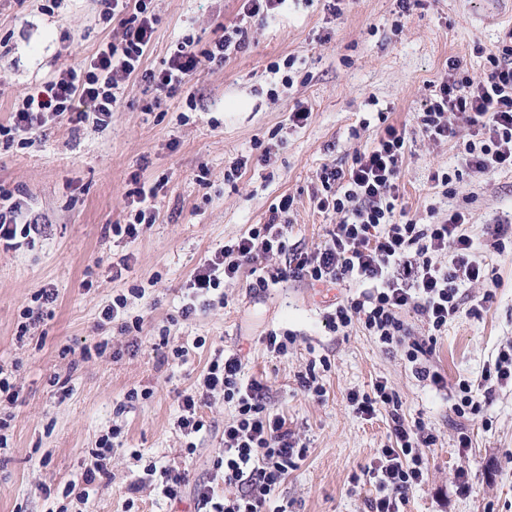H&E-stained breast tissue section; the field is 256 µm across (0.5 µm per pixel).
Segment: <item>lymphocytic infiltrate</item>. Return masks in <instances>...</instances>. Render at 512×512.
<instances>
[{"instance_id":"obj_1","label":"lymphocytic infiltrate","mask_w":512,"mask_h":512,"mask_svg":"<svg viewBox=\"0 0 512 512\" xmlns=\"http://www.w3.org/2000/svg\"><path fill=\"white\" fill-rule=\"evenodd\" d=\"M104 20L112 22V37L85 59L80 68L59 72L42 82L15 108L9 124L0 125V144L32 146L48 129L49 118L68 119L74 126L87 123L108 127L114 106L125 85L137 74L154 34L152 0H99ZM286 0H242L238 24L225 28L210 48L196 50L191 40L179 42L160 71L146 78L158 95L184 88L207 63H221L248 38L251 22L263 21ZM486 60L483 74H461L449 61L448 75L435 85L418 115L422 136L432 141L456 137L466 124L463 161L479 173L512 171V41L500 40L479 48ZM407 148L405 133L389 124L373 145L356 152L347 169L325 166L317 173L321 188L314 195L317 209L335 216L329 238L317 249L289 243V197L272 206L266 223L253 225L236 242L215 251L194 269L179 314L194 319L210 308L224 283L236 280L242 269L255 277V288L265 290L287 278L307 279L339 287L354 284L359 296L336 301L324 323L341 333L352 324L388 349H401L418 378L443 388L445 380L430 357L438 336L460 312L482 317L493 291L470 307H463L461 288L489 280V264L471 232L469 211L449 210L434 224H420L399 209L401 171ZM158 185L139 187L132 221L113 225L114 234L137 239L140 227L155 223ZM41 227L30 219L21 201L0 189V243L13 247L16 239H31ZM285 260L272 267L270 256ZM412 311L423 318L428 338L412 336L403 315ZM264 384L245 379L238 354H215L196 382L178 395L176 426L188 437V451L207 428L201 409L215 395L235 403L236 415L224 425V448L214 458L207 479L190 482L186 471L149 462L142 478L131 482V493L152 488L178 502L192 493L195 512H287L272 502L276 488L296 469L306 448L286 417L270 414L264 402ZM353 412L371 419L386 411L391 421L389 444L364 469L376 489L369 512H404L410 491L425 480L424 450L435 436L424 419L406 420L402 402L387 381L378 380L370 391H349ZM121 428H112L89 449L78 480L65 485L56 512H70L73 502L88 500L96 482L110 478L109 463ZM227 495H217L218 487Z\"/></svg>"}]
</instances>
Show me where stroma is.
Returning <instances> with one entry per match:
<instances>
[{
  "mask_svg": "<svg viewBox=\"0 0 512 512\" xmlns=\"http://www.w3.org/2000/svg\"><path fill=\"white\" fill-rule=\"evenodd\" d=\"M155 32L143 58L159 70L175 45L191 39L207 48L238 20L241 0H153ZM286 0L224 64L205 65L188 89L155 102L141 77L126 85L108 127L72 132L53 124L34 146L0 148V187L28 203L45 226L34 244L0 247V365L14 367L20 397L0 408L10 416L8 446L0 450V512H55L56 499L36 492L45 482L60 489L77 479L85 452L112 426L122 428L112 454L111 479L98 482L81 512H193L191 499L171 503L128 486L153 460L206 477L234 404L216 397L204 410L212 428L187 443L174 422L179 392L214 354L237 351L246 376L261 378L271 411L287 417L307 447L274 497L288 512H368L375 491L363 470L388 442L386 412L370 420L352 412L351 390L387 380L407 419L424 418L436 437L427 449L424 482L409 493L406 512H512V382L495 386L480 419L452 410L459 380L478 384L500 345L512 341V244L494 252L500 223L512 221V171L464 169L462 140L435 143L417 130V114L448 62L482 74L475 43L496 44L512 32V0H423L400 14L396 0ZM99 0H0V124L15 103L50 76L76 66L107 41ZM309 110L304 123L294 108ZM403 128L410 150L402 167L400 207L418 223L466 207L472 232L489 252L500 280L482 319L460 315L439 336L431 362L445 389L418 379L402 352L381 347L359 326L347 335L328 331L323 315L339 288L286 281L253 289L242 274L224 286L225 304L195 319L178 318L187 281L205 255L264 223L281 197L292 198V241L323 245L333 217L312 199L323 166L347 168L355 151L373 143L384 123ZM247 157L241 174L234 163ZM459 172L451 186L435 174ZM164 182L157 223L137 240L113 234L127 223L130 177ZM205 182H198V175ZM130 267L113 279V259ZM59 297L51 317L19 336L24 307L45 284ZM128 298L138 328L122 334L100 326V312L115 296ZM184 347L185 359L159 365L160 330ZM270 329L296 338L287 356L261 342ZM109 339L103 357L83 358L84 347ZM139 343L126 351L128 341ZM326 358L319 372L322 400L300 384L310 360ZM143 398L130 401V389ZM468 434L471 447L458 445ZM469 486L460 492L457 473Z\"/></svg>",
  "mask_w": 512,
  "mask_h": 512,
  "instance_id": "1",
  "label": "stroma"
}]
</instances>
